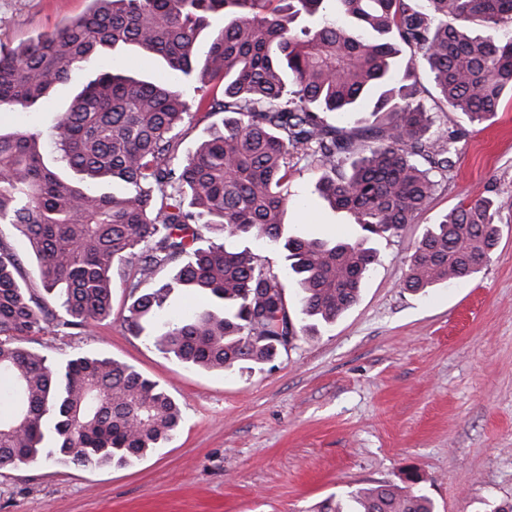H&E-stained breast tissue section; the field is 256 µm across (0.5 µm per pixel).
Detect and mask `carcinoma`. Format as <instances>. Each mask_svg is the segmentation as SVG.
<instances>
[{
	"mask_svg": "<svg viewBox=\"0 0 512 512\" xmlns=\"http://www.w3.org/2000/svg\"><path fill=\"white\" fill-rule=\"evenodd\" d=\"M90 0L80 18L0 51V106L24 112L92 66L132 47L181 74V84L101 71L56 115L55 165L41 134L0 131V224L30 243L43 295L0 237V467L52 458L75 467L127 466L181 429L168 387L135 367L79 354L52 364L25 338L84 330L112 315L114 267L128 263L126 328L169 359L231 371L274 359L279 337L331 324L356 301L377 260L370 237L398 234L451 166L454 139L426 137L418 100L422 58L453 112L483 124L512 98V0ZM502 32L494 40L476 27ZM206 35L205 52L198 39ZM409 53L399 65V53ZM220 84L201 101L224 114L185 158L175 130L181 85ZM367 154L346 164L355 136L323 114L357 111ZM300 160L321 171L319 195L367 236L336 242L290 233L288 182ZM498 205L483 194L431 225L414 246L404 287L424 291L478 273L499 239ZM261 240L284 253L299 286L294 325L284 288L261 257L205 235ZM171 279L146 284L163 270ZM185 288L205 299L191 315L163 312ZM406 473L403 484L359 487L322 512H436Z\"/></svg>",
	"mask_w": 512,
	"mask_h": 512,
	"instance_id": "cac0c4a2",
	"label": "carcinoma"
}]
</instances>
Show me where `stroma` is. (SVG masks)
Segmentation results:
<instances>
[{
	"label": "stroma",
	"mask_w": 512,
	"mask_h": 512,
	"mask_svg": "<svg viewBox=\"0 0 512 512\" xmlns=\"http://www.w3.org/2000/svg\"><path fill=\"white\" fill-rule=\"evenodd\" d=\"M89 0H0V49L85 13ZM416 72L434 127L454 138L452 165L412 224L375 239L379 261L357 302L273 361L224 373L166 359L127 331L122 287L112 316L87 332L45 333L30 345L58 361L95 354L136 367L172 391L180 432L126 467L76 469L52 459L0 467V512H316L325 500L413 472L437 512L512 504V101L480 125L449 111L427 64ZM92 74L74 69L36 109L0 108L51 143L58 112ZM212 87H185L180 154L211 125L197 104ZM319 171L298 164L289 223L350 239L362 230L318 195ZM497 200L499 240L474 276L413 292L403 283L416 242L475 194Z\"/></svg>",
	"instance_id": "obj_1"
}]
</instances>
